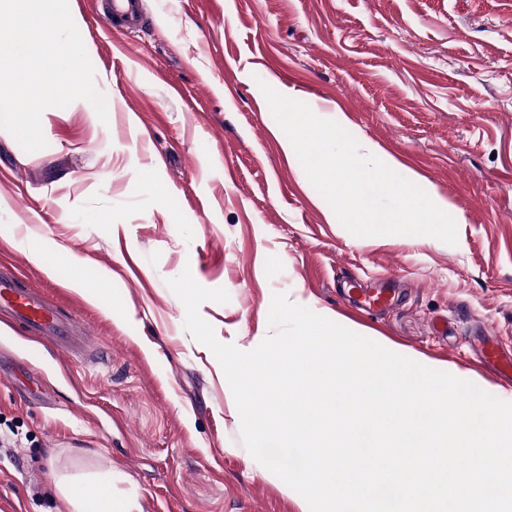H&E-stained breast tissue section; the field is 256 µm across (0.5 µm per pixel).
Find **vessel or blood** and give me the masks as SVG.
<instances>
[{
    "instance_id": "1",
    "label": "vessel or blood",
    "mask_w": 512,
    "mask_h": 512,
    "mask_svg": "<svg viewBox=\"0 0 512 512\" xmlns=\"http://www.w3.org/2000/svg\"><path fill=\"white\" fill-rule=\"evenodd\" d=\"M140 0H99V6L111 18V25L127 33L141 29L143 16ZM350 300L363 310L371 311L391 304L393 297L386 288H352ZM0 322L20 326L36 343L49 344L62 353L78 358L92 349L84 328L36 288L23 286L18 274H0Z\"/></svg>"
}]
</instances>
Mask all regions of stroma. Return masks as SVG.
Listing matches in <instances>:
<instances>
[{
	"label": "stroma",
	"instance_id": "stroma-1",
	"mask_svg": "<svg viewBox=\"0 0 512 512\" xmlns=\"http://www.w3.org/2000/svg\"><path fill=\"white\" fill-rule=\"evenodd\" d=\"M143 3V31L119 34L68 0L107 120L84 100L48 108L34 152L0 129V265L106 353L72 361L0 330V512H59L56 478L105 473L133 512H302L242 444L224 372L184 326L167 281L186 269L230 296L199 308L220 342L256 348L284 292L512 402L468 347L493 336L512 355V0ZM263 82L448 202L456 244L334 223ZM79 275L97 302L69 286ZM353 283L396 300L357 310Z\"/></svg>",
	"mask_w": 512,
	"mask_h": 512
}]
</instances>
